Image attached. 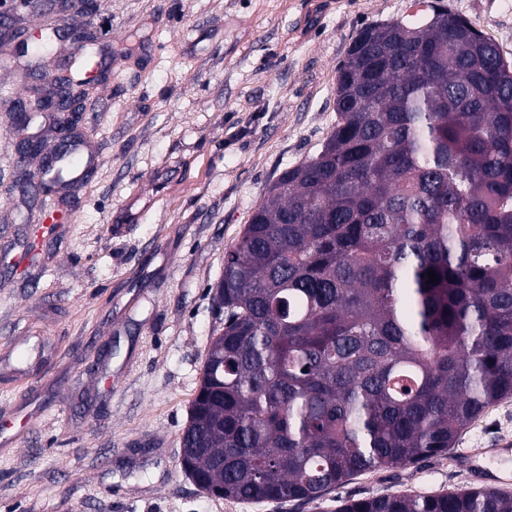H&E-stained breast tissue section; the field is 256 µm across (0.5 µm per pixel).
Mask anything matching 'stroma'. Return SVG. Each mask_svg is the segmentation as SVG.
<instances>
[{"label": "stroma", "mask_w": 512, "mask_h": 512, "mask_svg": "<svg viewBox=\"0 0 512 512\" xmlns=\"http://www.w3.org/2000/svg\"><path fill=\"white\" fill-rule=\"evenodd\" d=\"M512 62V0H442ZM106 78L89 83L83 182L24 206L14 101L26 58L0 40V512H335L338 500L461 486L457 451L512 439V399L456 451L366 473L323 499L246 502L200 490L180 437L206 347L224 326L213 286L225 253L287 168L336 123V70L366 24L408 0H99ZM0 22L44 32L40 0ZM43 247L23 259L27 240ZM38 416L25 420L24 410Z\"/></svg>", "instance_id": "1"}]
</instances>
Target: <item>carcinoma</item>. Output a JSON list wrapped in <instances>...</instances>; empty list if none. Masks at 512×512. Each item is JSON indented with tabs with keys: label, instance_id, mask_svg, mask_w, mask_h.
Returning a JSON list of instances; mask_svg holds the SVG:
<instances>
[{
	"label": "carcinoma",
	"instance_id": "1",
	"mask_svg": "<svg viewBox=\"0 0 512 512\" xmlns=\"http://www.w3.org/2000/svg\"><path fill=\"white\" fill-rule=\"evenodd\" d=\"M409 6L357 33L336 125L224 256L184 448L217 496L318 500L448 453L512 397V63L438 0ZM336 512H512V490Z\"/></svg>",
	"mask_w": 512,
	"mask_h": 512
}]
</instances>
